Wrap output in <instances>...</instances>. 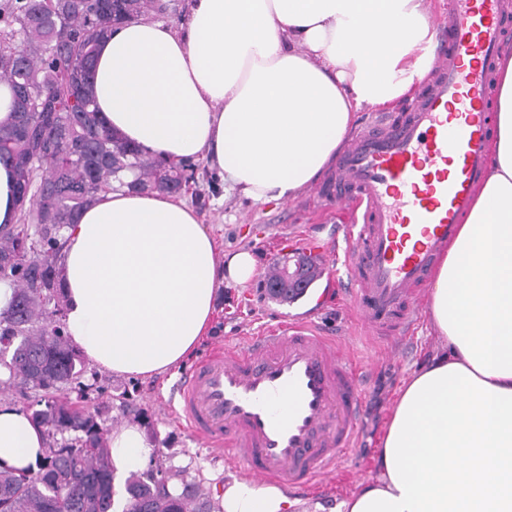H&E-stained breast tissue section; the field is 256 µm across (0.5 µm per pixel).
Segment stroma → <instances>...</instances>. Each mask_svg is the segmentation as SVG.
I'll return each instance as SVG.
<instances>
[{"label": "stroma", "mask_w": 512, "mask_h": 512, "mask_svg": "<svg viewBox=\"0 0 512 512\" xmlns=\"http://www.w3.org/2000/svg\"><path fill=\"white\" fill-rule=\"evenodd\" d=\"M186 200L213 234L217 253L244 247L252 249L259 260L253 287L219 289L210 331L198 345L197 355L233 336H254L287 321L309 319L325 335L348 341L365 370L359 440L355 450L342 458L338 479L291 496L289 512H336L341 500L376 477V457L400 388L410 370L427 363L441 344L430 327L427 295H418V321L407 338L390 341L360 328L345 289L334 279L317 281L298 303L275 302L264 290L270 265L285 257L311 256V242L335 239L336 226L343 221L341 211L335 205L318 203L308 191L279 204H252L225 192L203 160L198 163L196 192ZM175 382L168 373L142 380L101 369L83 404L109 431L139 422L155 443L158 459L183 471L186 479L202 480L210 490L236 479V471L226 464L223 454L192 438L166 407Z\"/></svg>", "instance_id": "stroma-1"}]
</instances>
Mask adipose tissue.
<instances>
[{
    "label": "adipose tissue",
    "mask_w": 512,
    "mask_h": 512,
    "mask_svg": "<svg viewBox=\"0 0 512 512\" xmlns=\"http://www.w3.org/2000/svg\"><path fill=\"white\" fill-rule=\"evenodd\" d=\"M426 0H192L179 29L145 19L98 46L94 100L143 154L206 160L253 203L297 197L344 147L364 107L390 108L431 69ZM489 174L427 297L442 341L404 383L378 475L337 512H512V53L498 65ZM64 313L92 365L151 378L207 333L220 285H246L257 260H218L196 209L167 194L102 195L63 231ZM29 412L0 404V470L43 457ZM115 474L156 449L139 423L113 431ZM274 485L225 482L223 512H286Z\"/></svg>",
    "instance_id": "1"
}]
</instances>
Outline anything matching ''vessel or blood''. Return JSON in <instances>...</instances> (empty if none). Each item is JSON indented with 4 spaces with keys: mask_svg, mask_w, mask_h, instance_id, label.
Segmentation results:
<instances>
[{
    "mask_svg": "<svg viewBox=\"0 0 512 512\" xmlns=\"http://www.w3.org/2000/svg\"><path fill=\"white\" fill-rule=\"evenodd\" d=\"M512 0H448L434 73L403 115L372 114L315 197L349 223L323 246L341 260L359 321L392 334L413 326L473 190L489 172L497 61ZM174 413L245 479L301 493L339 471L356 445L364 380L350 350L309 321L228 344L180 379Z\"/></svg>",
    "mask_w": 512,
    "mask_h": 512,
    "instance_id": "obj_1",
    "label": "vessel or blood"
}]
</instances>
